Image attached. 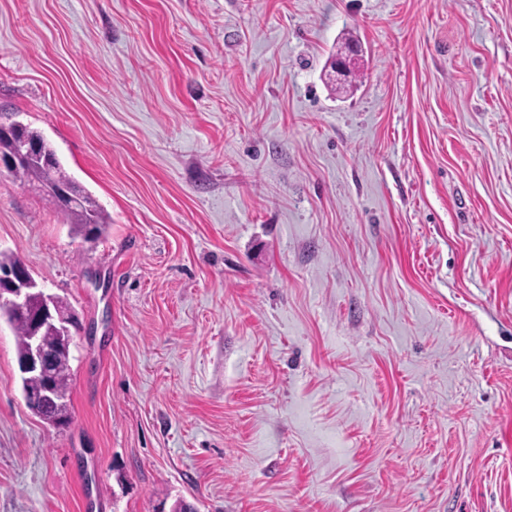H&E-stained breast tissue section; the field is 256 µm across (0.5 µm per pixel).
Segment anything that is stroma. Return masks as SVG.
<instances>
[{
    "label": "stroma",
    "mask_w": 512,
    "mask_h": 512,
    "mask_svg": "<svg viewBox=\"0 0 512 512\" xmlns=\"http://www.w3.org/2000/svg\"><path fill=\"white\" fill-rule=\"evenodd\" d=\"M13 121L110 222L0 168L80 321L63 427L0 321V512H512V0H0Z\"/></svg>",
    "instance_id": "stroma-1"
}]
</instances>
